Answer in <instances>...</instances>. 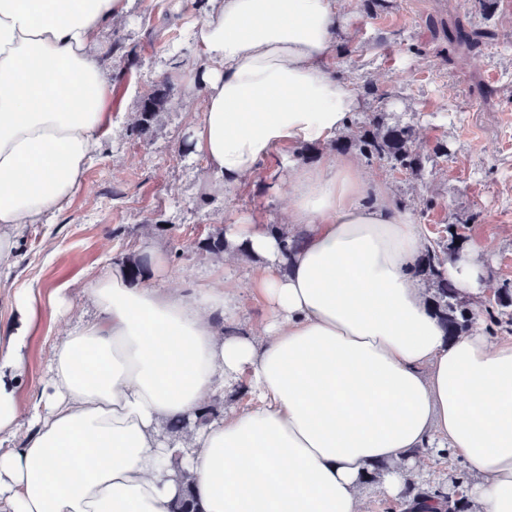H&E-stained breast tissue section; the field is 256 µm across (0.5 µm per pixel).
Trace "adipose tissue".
<instances>
[{"label": "adipose tissue", "instance_id": "ef3b65f1", "mask_svg": "<svg viewBox=\"0 0 512 512\" xmlns=\"http://www.w3.org/2000/svg\"><path fill=\"white\" fill-rule=\"evenodd\" d=\"M134 0H0V265L19 227L68 206L111 129L104 25ZM336 0H209L192 39L202 101L193 148L215 187L254 178L283 148L323 145L360 101L336 74ZM303 238L284 257L252 217L225 225V259L260 258L251 296L267 317L240 333L241 290L154 288L121 264L83 291L98 316L53 349L22 405L33 293L0 334V512H362L381 467L405 501L414 450L449 448L475 476L473 512H512V338H448L412 267L414 217L384 181L337 154L296 170L286 214ZM470 299L486 291L473 256L447 263ZM246 402L187 433L208 397Z\"/></svg>", "mask_w": 512, "mask_h": 512}]
</instances>
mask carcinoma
<instances>
[{"label":"carcinoma","mask_w":512,"mask_h":512,"mask_svg":"<svg viewBox=\"0 0 512 512\" xmlns=\"http://www.w3.org/2000/svg\"><path fill=\"white\" fill-rule=\"evenodd\" d=\"M167 102L165 83L155 85L140 102L137 134H147L157 115ZM355 126L350 144L367 161L384 162L391 169L404 172L413 177L421 175L423 166L420 155L413 148L415 140L414 126L410 123L388 122V113L384 108L364 113L363 117L351 119ZM269 228L278 232L283 242L284 253L291 255L301 244V237L288 232L285 224H271ZM197 248L213 256L220 257L228 248L224 239V229L209 233L197 243ZM463 237L459 225L446 227V235L429 244L417 260L414 274L427 287L432 310L442 322L447 336L454 338L470 332L474 327L483 325L490 333L512 332V283L503 282L493 297L483 304L482 315L478 316L472 308V301L463 296L442 272L445 262L460 256ZM128 276L133 281L143 278L148 262L143 256L122 259ZM214 408H203L194 422L177 419L166 427L167 434L179 435L191 426H200L215 417ZM408 493L416 496H431L447 500V493L440 488L426 487L415 481L408 487Z\"/></svg>","instance_id":"obj_1"}]
</instances>
